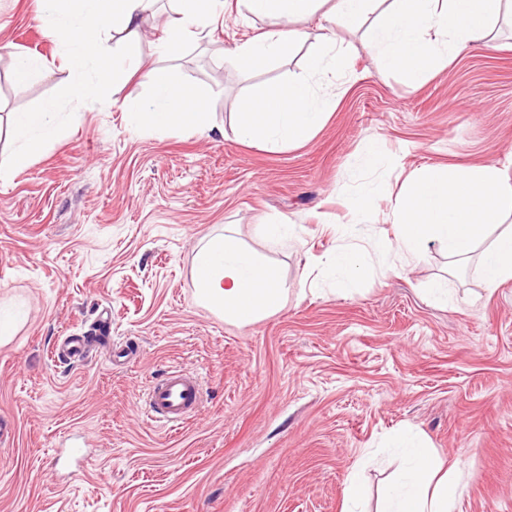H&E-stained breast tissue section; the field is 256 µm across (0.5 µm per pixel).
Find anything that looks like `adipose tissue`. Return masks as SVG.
<instances>
[{
  "instance_id": "ef3b65f1",
  "label": "adipose tissue",
  "mask_w": 512,
  "mask_h": 512,
  "mask_svg": "<svg viewBox=\"0 0 512 512\" xmlns=\"http://www.w3.org/2000/svg\"><path fill=\"white\" fill-rule=\"evenodd\" d=\"M166 22L165 53L187 42L206 38L223 0H175ZM155 0H45V22L59 32L69 66L79 76L77 90L90 96L99 84H126L143 72L152 90L151 103L126 98L123 110L130 130L198 132L208 127L206 96L178 84L165 68L142 69L134 47L143 23L154 17ZM249 17L265 19L268 29L228 51L229 60L250 69L290 54L306 41L297 23L318 21L320 35L310 42L307 67L279 86L258 81L240 100L234 119L238 141L259 142L273 150L309 143L336 103L319 94L317 80L335 82L345 75L338 49L343 35L362 33L365 47L383 69L403 77L409 87L424 84L442 62L470 48L493 51L496 21L512 17V0H244ZM121 35L124 49L115 53L105 44V30ZM11 128L18 146L0 177L27 166L36 150L57 132L56 104L45 101L13 113ZM372 185L349 201V223L336 227V247L324 262L335 275L340 292H347L365 256L374 255L389 271L391 255L420 262L429 245H441L450 262L477 255L482 278L493 289L512 280V173L496 164L468 168L426 165L413 169L389 201L393 237L358 242V227L366 223L376 203L377 184L387 171L376 142H368L360 157ZM198 301L222 314L225 321L246 326L280 311L287 292L277 273L245 252L236 238L212 239L196 255ZM404 468L386 489L378 512H451L458 468L446 465L432 449L401 435Z\"/></svg>"
}]
</instances>
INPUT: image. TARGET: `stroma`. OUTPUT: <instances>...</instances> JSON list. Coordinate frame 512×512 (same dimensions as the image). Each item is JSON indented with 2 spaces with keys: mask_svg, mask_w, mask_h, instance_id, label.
Returning a JSON list of instances; mask_svg holds the SVG:
<instances>
[{
  "mask_svg": "<svg viewBox=\"0 0 512 512\" xmlns=\"http://www.w3.org/2000/svg\"><path fill=\"white\" fill-rule=\"evenodd\" d=\"M43 0H0V158L8 122L47 99L59 130L34 160L0 179V512H342L351 472L363 512L402 465L393 438L416 435L461 476L453 512H512V280L485 288L476 262L369 260L341 296L323 272L345 222L343 196L366 176L358 156L378 139L393 166L389 192L436 164L496 163L512 153V20L495 24L494 53L469 51L419 89L381 70L360 35L341 45L356 76L328 87L338 103L306 145L237 141L232 117L246 86L277 85L306 65V44L252 71L226 56L265 29L238 0L204 41L161 56L169 0L138 43L145 65L171 68L209 95L212 132L130 131L123 101L149 98L143 79L97 96L68 91L66 48ZM48 76L17 88L15 55ZM288 219L301 244L270 242ZM229 233L278 272L282 310L247 326L200 305L194 258ZM448 283V301L427 293ZM111 317L113 363L93 348L57 358L69 336H95ZM173 368L198 376L203 403L171 429L147 420L144 391ZM86 438L82 473L62 446Z\"/></svg>",
  "mask_w": 512,
  "mask_h": 512,
  "instance_id": "obj_1",
  "label": "stroma"
}]
</instances>
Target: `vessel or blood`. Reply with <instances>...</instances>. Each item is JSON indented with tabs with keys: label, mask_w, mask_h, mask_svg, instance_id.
<instances>
[{
	"label": "vessel or blood",
	"mask_w": 512,
	"mask_h": 512,
	"mask_svg": "<svg viewBox=\"0 0 512 512\" xmlns=\"http://www.w3.org/2000/svg\"><path fill=\"white\" fill-rule=\"evenodd\" d=\"M201 399L197 377L184 369H173L150 384L145 414L157 422L180 425L196 412Z\"/></svg>",
	"instance_id": "vessel-or-blood-1"
}]
</instances>
